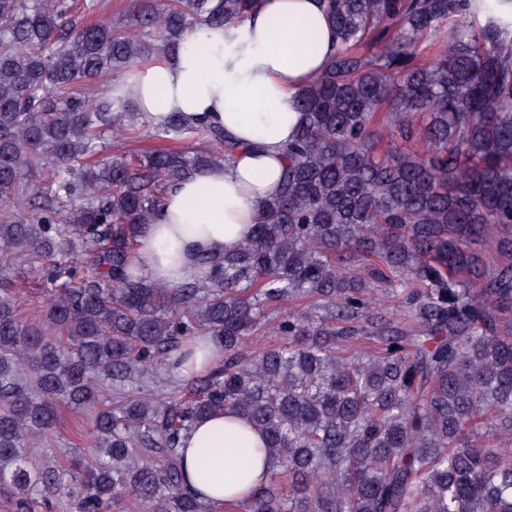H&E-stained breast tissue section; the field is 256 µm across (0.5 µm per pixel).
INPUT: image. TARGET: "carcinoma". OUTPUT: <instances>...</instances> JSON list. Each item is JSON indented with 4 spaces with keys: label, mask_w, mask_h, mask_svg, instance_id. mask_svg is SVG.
<instances>
[{
    "label": "carcinoma",
    "mask_w": 512,
    "mask_h": 512,
    "mask_svg": "<svg viewBox=\"0 0 512 512\" xmlns=\"http://www.w3.org/2000/svg\"><path fill=\"white\" fill-rule=\"evenodd\" d=\"M471 3L321 0L336 50L298 94L279 194L238 249L198 255L170 288L134 264L143 229L175 182L240 146L178 112L152 128L97 84L258 0H135L118 24L0 0V485L21 508L64 486L80 512L125 495L215 512L180 448L230 410L273 460L246 512H512V30L474 25ZM380 112L396 140L382 153ZM109 135L171 145L112 156ZM195 135L205 148L180 146ZM56 259L70 264L23 319L15 266ZM372 282L398 317L374 311ZM288 303L281 344L242 353ZM199 338L221 358L179 377L189 397L147 396L143 378L175 375ZM61 403L93 413L96 448L67 481L28 461Z\"/></svg>",
    "instance_id": "1"
}]
</instances>
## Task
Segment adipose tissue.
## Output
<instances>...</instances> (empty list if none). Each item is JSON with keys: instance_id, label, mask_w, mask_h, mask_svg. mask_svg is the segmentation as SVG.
Masks as SVG:
<instances>
[{"instance_id": "obj_1", "label": "adipose tissue", "mask_w": 512, "mask_h": 512, "mask_svg": "<svg viewBox=\"0 0 512 512\" xmlns=\"http://www.w3.org/2000/svg\"><path fill=\"white\" fill-rule=\"evenodd\" d=\"M335 45L319 0H262L224 27L189 33L175 57H154L125 75L115 94H131L152 126L179 112L249 145L228 164L169 189L139 240L143 273L178 286L194 275V254L219 255L247 238L260 206L278 190L283 149L301 121L294 97L323 73ZM204 448L212 451L206 464ZM181 461L187 482L209 503L246 501L271 466L263 437L234 413L197 423Z\"/></svg>"}]
</instances>
